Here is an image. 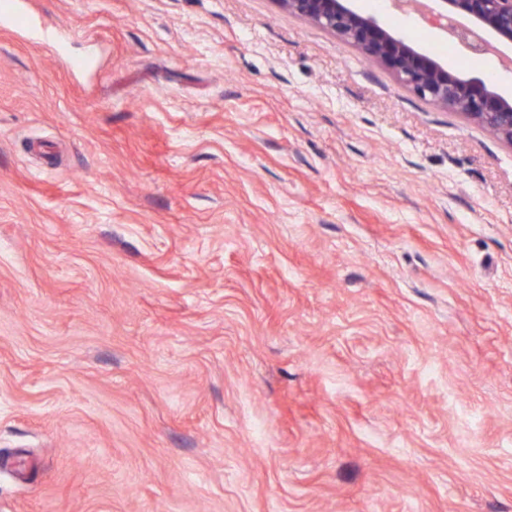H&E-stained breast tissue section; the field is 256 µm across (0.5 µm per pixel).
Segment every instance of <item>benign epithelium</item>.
<instances>
[{"label":"benign epithelium","mask_w":512,"mask_h":512,"mask_svg":"<svg viewBox=\"0 0 512 512\" xmlns=\"http://www.w3.org/2000/svg\"><path fill=\"white\" fill-rule=\"evenodd\" d=\"M390 70L415 95L458 112L512 145V97L478 77L462 76L445 63L393 33L353 0H278ZM425 21L471 55L499 53L512 45V0H432Z\"/></svg>","instance_id":"1"}]
</instances>
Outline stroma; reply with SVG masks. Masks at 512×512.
Masks as SVG:
<instances>
[{"label": "stroma", "mask_w": 512, "mask_h": 512, "mask_svg": "<svg viewBox=\"0 0 512 512\" xmlns=\"http://www.w3.org/2000/svg\"><path fill=\"white\" fill-rule=\"evenodd\" d=\"M28 2L0 512H512V145L277 0ZM15 18L20 20L27 28L36 33V41L47 47L58 49L68 38V33L59 27H50L41 19V17H33L30 15H16Z\"/></svg>", "instance_id": "obj_1"}]
</instances>
